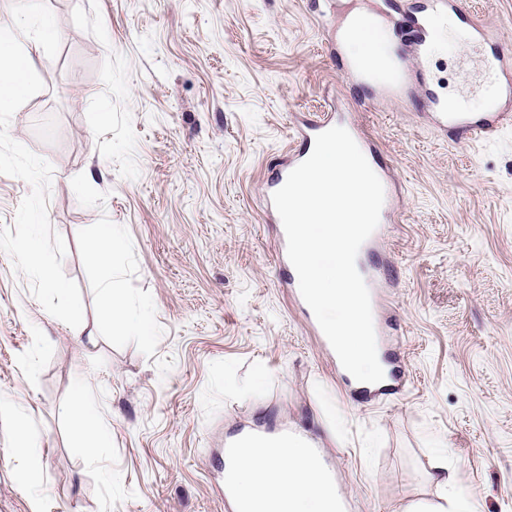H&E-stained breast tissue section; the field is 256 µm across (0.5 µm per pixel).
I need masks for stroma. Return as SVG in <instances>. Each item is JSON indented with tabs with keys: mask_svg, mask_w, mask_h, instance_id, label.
Listing matches in <instances>:
<instances>
[{
	"mask_svg": "<svg viewBox=\"0 0 512 512\" xmlns=\"http://www.w3.org/2000/svg\"><path fill=\"white\" fill-rule=\"evenodd\" d=\"M457 6L512 57V0ZM321 8L38 0L53 34L30 97L0 112V512H225L224 443L256 424L322 448L346 512L437 503L438 455L482 512H512V123L455 143L422 99L350 83ZM489 45L436 50L429 89L482 111ZM334 106L396 183L385 316L404 376L368 399L282 287L263 193L297 119ZM98 224L120 231L112 280L149 336L104 315ZM33 235L55 287L16 254ZM79 383L111 427L92 456L66 415Z\"/></svg>",
	"mask_w": 512,
	"mask_h": 512,
	"instance_id": "obj_1",
	"label": "stroma"
}]
</instances>
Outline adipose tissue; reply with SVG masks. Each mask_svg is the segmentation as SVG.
Returning <instances> with one entry per match:
<instances>
[{
  "label": "adipose tissue",
  "mask_w": 512,
  "mask_h": 512,
  "mask_svg": "<svg viewBox=\"0 0 512 512\" xmlns=\"http://www.w3.org/2000/svg\"><path fill=\"white\" fill-rule=\"evenodd\" d=\"M47 37L45 28L32 30L17 20L0 25V112L11 111L29 94L31 54ZM68 414L85 452L94 453L107 442L110 426L95 413L84 386H77ZM434 470L435 480L450 494L440 504L415 505L413 512H481L476 501L456 493L453 471L441 463ZM234 481L240 497L260 512H332L339 499L336 487L321 481L300 445L243 449Z\"/></svg>",
  "instance_id": "1"
}]
</instances>
